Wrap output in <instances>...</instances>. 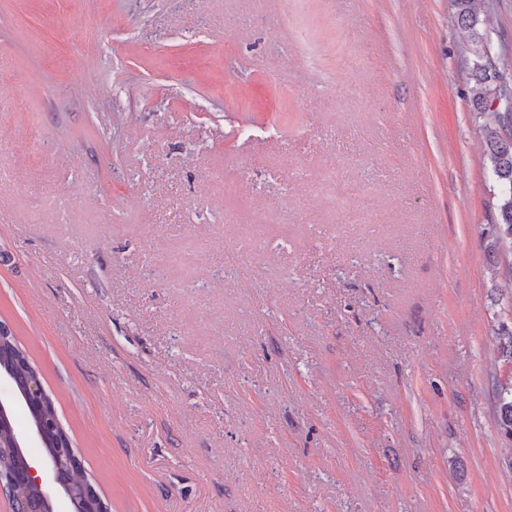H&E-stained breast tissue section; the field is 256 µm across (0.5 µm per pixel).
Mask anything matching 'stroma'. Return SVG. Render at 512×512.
Masks as SVG:
<instances>
[{"label": "stroma", "instance_id": "1", "mask_svg": "<svg viewBox=\"0 0 512 512\" xmlns=\"http://www.w3.org/2000/svg\"><path fill=\"white\" fill-rule=\"evenodd\" d=\"M473 53L453 0H0V321L110 512H512Z\"/></svg>", "mask_w": 512, "mask_h": 512}]
</instances>
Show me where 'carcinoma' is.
I'll use <instances>...</instances> for the list:
<instances>
[{
  "mask_svg": "<svg viewBox=\"0 0 512 512\" xmlns=\"http://www.w3.org/2000/svg\"><path fill=\"white\" fill-rule=\"evenodd\" d=\"M457 23L471 32L473 39L487 47L484 19L473 8V0H454ZM474 109L486 120L487 152L492 174L497 185V215L493 219V234L487 244L488 251L498 254L503 245H512V82L493 71L489 64L477 60L472 66ZM12 367L14 382L22 388L35 378L36 370L14 338L0 345V365ZM497 423L502 433L512 438V385L502 386L496 395ZM56 463L64 467V476L82 488L87 478L81 463L70 457H57Z\"/></svg>",
  "mask_w": 512,
  "mask_h": 512,
  "instance_id": "1",
  "label": "carcinoma"
}]
</instances>
